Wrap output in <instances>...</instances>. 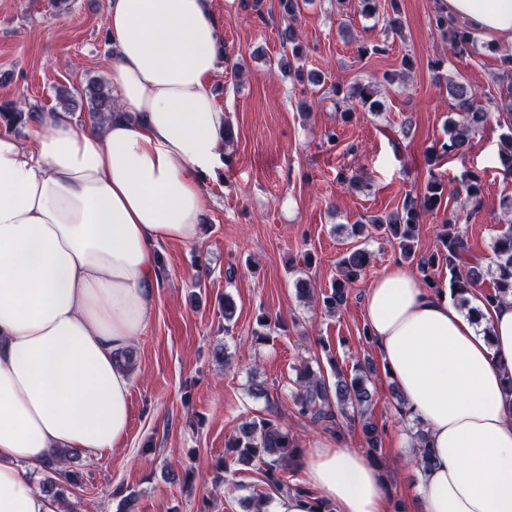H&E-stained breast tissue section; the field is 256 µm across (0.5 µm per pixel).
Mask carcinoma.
Returning a JSON list of instances; mask_svg holds the SVG:
<instances>
[{
    "label": "carcinoma",
    "instance_id": "cac0c4a2",
    "mask_svg": "<svg viewBox=\"0 0 512 512\" xmlns=\"http://www.w3.org/2000/svg\"><path fill=\"white\" fill-rule=\"evenodd\" d=\"M281 12L288 17V25L281 29V43L289 46L291 55L299 58L303 52L302 41L295 25L299 12V0H279ZM386 26L387 34H402L404 23L401 17L399 0H387ZM432 29L448 42L450 51L455 56H470L477 52V41L470 28L462 26L448 16L441 6L430 17ZM389 51L388 39H365L358 46L360 56L385 55ZM500 71L496 83L500 91L498 96L488 99L489 106L478 104L480 93L464 81L448 83V95L455 101L460 112L461 121H450L448 139L440 147H435L429 156L433 164L443 156L465 155L472 130L484 126L491 119H496L498 126L507 129L501 135L500 160L504 175L512 177V53H503L499 57ZM414 69V61L403 57L400 68L386 72L377 83L355 81L350 84L336 83L332 93L336 97V110L341 112V119L348 122L354 116V108L361 106L370 112L378 111L380 102L377 96L383 87H391L404 82ZM288 78L300 84L320 85L324 82L317 72H304L297 68H288ZM60 104L69 111L78 109L87 112L91 122L101 125L108 121L117 104L105 83L92 79L72 92L68 89L58 90ZM45 107L38 103L23 101L0 102V125L17 130L37 122ZM454 193L465 195L472 203L478 202L482 193L481 180L476 175L465 176ZM448 183L438 174L432 172L424 187L415 194L406 195L400 205L387 216H371L366 221L352 225L351 233L363 237L368 229H373L383 238L396 244L401 255L416 264L423 282L427 287L440 290L432 270L444 265L448 267V291L450 296L463 308L469 306V296L483 283L487 274L493 276V290L483 294L482 302L488 308L505 302L512 296V225H508L496 238L493 251L496 256L494 270L483 265L482 259L475 255L468 239L460 230L462 216L453 215L444 221L445 230L440 235L441 248L430 254L417 252L415 228L427 214H436L447 207ZM370 263L366 250L354 248L347 251L338 263V277L331 284L328 292L321 294L316 303L328 314L340 311L347 302L350 285L357 282L365 273ZM328 364L333 369V376L324 374L323 370L314 371L309 366L296 370V391L293 403L299 416L309 423L334 434L340 431L341 419L361 424V432L367 447L372 453L378 452L380 429L367 417L373 405L374 392L369 388L368 375L373 368L355 364L350 374L345 373L337 364L333 349L328 343L322 344ZM299 447L295 439L285 432L278 422L271 418H252L244 421L228 444L224 458V473L232 472L235 465L258 463L267 483L279 488L282 485L281 472L298 465ZM79 458V453L69 449H60L46 464L47 473L39 487L56 504L66 501V487L60 483L68 473L59 466Z\"/></svg>",
    "mask_w": 512,
    "mask_h": 512
}]
</instances>
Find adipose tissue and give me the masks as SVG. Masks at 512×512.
<instances>
[{"label": "adipose tissue", "instance_id": "adipose-tissue-1", "mask_svg": "<svg viewBox=\"0 0 512 512\" xmlns=\"http://www.w3.org/2000/svg\"><path fill=\"white\" fill-rule=\"evenodd\" d=\"M443 4L512 44V0ZM106 24L119 113L98 128L46 112L29 138L0 131V512H56L31 477L54 450L123 444L130 380L115 355L147 327L161 245L200 239L226 151L210 0H109ZM364 316L431 452L419 512H512V299L477 323L397 264ZM302 473L335 512L389 510L358 449L318 443Z\"/></svg>", "mask_w": 512, "mask_h": 512}]
</instances>
